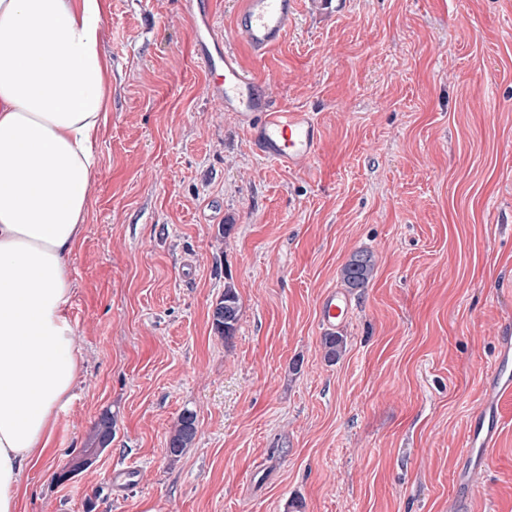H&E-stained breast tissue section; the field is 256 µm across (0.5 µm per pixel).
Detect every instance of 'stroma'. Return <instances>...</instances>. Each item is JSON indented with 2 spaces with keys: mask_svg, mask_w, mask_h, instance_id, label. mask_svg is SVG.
<instances>
[{
  "mask_svg": "<svg viewBox=\"0 0 512 512\" xmlns=\"http://www.w3.org/2000/svg\"><path fill=\"white\" fill-rule=\"evenodd\" d=\"M181 2L108 0L111 112L70 259L84 365L18 512H448L512 325V0H299L256 70L322 127L302 172L208 97ZM358 250L375 272L330 363L317 302ZM107 409L111 444L59 481ZM501 413L471 512H512V397ZM241 305L236 289L231 283L224 285V295H222L211 312L212 328L221 337L231 339L237 329L240 319ZM197 434L196 415L186 409L178 417L168 439L167 455L175 460L190 448Z\"/></svg>",
  "mask_w": 512,
  "mask_h": 512,
  "instance_id": "stroma-1",
  "label": "stroma"
}]
</instances>
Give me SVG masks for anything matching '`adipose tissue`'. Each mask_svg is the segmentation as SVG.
Segmentation results:
<instances>
[{"label": "adipose tissue", "instance_id": "1", "mask_svg": "<svg viewBox=\"0 0 512 512\" xmlns=\"http://www.w3.org/2000/svg\"><path fill=\"white\" fill-rule=\"evenodd\" d=\"M106 0H0V512L47 458L83 361L69 259L110 112Z\"/></svg>", "mask_w": 512, "mask_h": 512}]
</instances>
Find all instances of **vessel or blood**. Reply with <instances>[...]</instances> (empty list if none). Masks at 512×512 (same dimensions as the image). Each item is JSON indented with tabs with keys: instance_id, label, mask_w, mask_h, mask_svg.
Returning <instances> with one entry per match:
<instances>
[{
	"instance_id": "vessel-or-blood-1",
	"label": "vessel or blood",
	"mask_w": 512,
	"mask_h": 512,
	"mask_svg": "<svg viewBox=\"0 0 512 512\" xmlns=\"http://www.w3.org/2000/svg\"><path fill=\"white\" fill-rule=\"evenodd\" d=\"M196 0H184L188 16H199L206 38L197 53L209 75L210 98L235 113L256 153L295 171L308 168L316 157L321 133L312 113L271 103L263 79L247 66L279 46L294 21L298 0H241L234 12L233 31L224 35L212 13L197 15ZM352 309L347 291L330 289L319 299V321L327 333L343 331ZM501 347L482 384L481 405L469 418L466 446L457 474L464 491H471L482 472L487 452L498 445L500 400L512 394V327L502 326Z\"/></svg>"
}]
</instances>
